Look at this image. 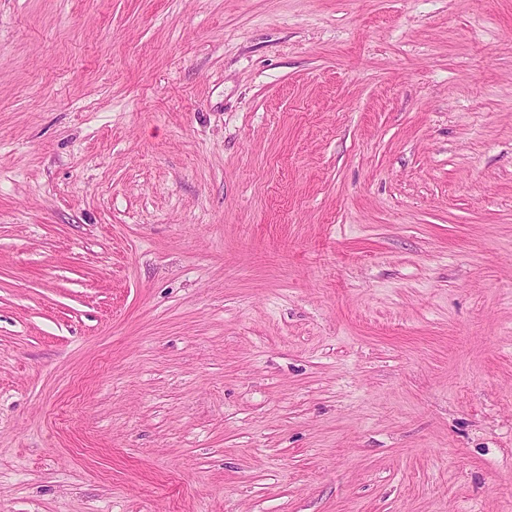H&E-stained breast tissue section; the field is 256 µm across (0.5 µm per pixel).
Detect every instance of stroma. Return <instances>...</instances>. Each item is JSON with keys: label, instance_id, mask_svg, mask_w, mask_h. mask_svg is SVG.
Returning <instances> with one entry per match:
<instances>
[{"label": "stroma", "instance_id": "35a3bbf8", "mask_svg": "<svg viewBox=\"0 0 512 512\" xmlns=\"http://www.w3.org/2000/svg\"><path fill=\"white\" fill-rule=\"evenodd\" d=\"M0 512H512V0H0Z\"/></svg>", "mask_w": 512, "mask_h": 512}]
</instances>
